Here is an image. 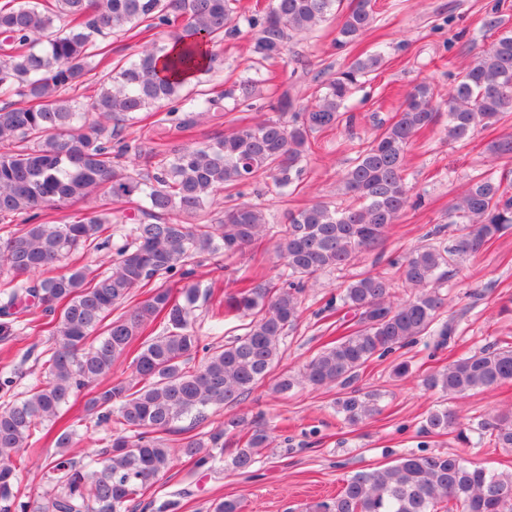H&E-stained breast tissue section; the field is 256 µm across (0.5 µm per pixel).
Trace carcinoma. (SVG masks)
Wrapping results in <instances>:
<instances>
[{
    "label": "carcinoma",
    "instance_id": "obj_1",
    "mask_svg": "<svg viewBox=\"0 0 512 512\" xmlns=\"http://www.w3.org/2000/svg\"><path fill=\"white\" fill-rule=\"evenodd\" d=\"M238 0H4L0 3V97H18L0 105V219L21 220L0 235V340L26 331L47 333L42 376L27 397L14 398L18 375L0 376V512H129L173 462L166 435L190 419L198 427L208 409H221L246 398L268 381L275 393L300 380L311 387L336 386V411L357 425L378 412L379 395L355 386L360 370L427 334L445 343L455 336L454 320L442 319L445 298L431 287L448 269L478 253L512 224V192L502 180L482 175L448 210L455 232L448 246L435 237L401 259L402 283L414 290L393 300V283L384 271H369L339 293L341 307L353 313L350 332L336 337L303 368L300 379L273 375L286 331L300 316L305 283L339 270L360 254L378 247L408 207L421 204L406 177V155L413 138L435 125L434 88L418 84L389 123L377 126L372 139L341 176L345 193L356 204L338 209L318 201L288 214V223L270 222L257 203L228 199L217 218L209 217L214 196L270 179L285 189L302 173L312 149L310 136L343 122L352 124L346 102L362 79L381 69V51L356 58L319 83L314 102L296 104L285 90L270 104L277 113L254 125L168 155L139 144L112 146L108 123L132 118L160 103L167 116L184 113L181 127L196 115L223 108L221 97L183 94V76L199 66V42H214L237 31L243 20L254 31L252 55L258 63L281 59L295 34L336 18L334 44L346 50L376 20L375 0H271L243 17ZM178 50L154 41L138 59L108 61L111 49L100 41L108 34L137 35L170 27ZM100 70L98 92L89 104L67 95L86 75ZM233 107L254 108V81L245 79L228 93ZM98 120L85 125L86 112ZM512 112V31L502 33L470 66L461 69L448 91L450 141L468 138L477 128L498 123ZM158 158L153 169L127 168L118 158ZM100 191L104 202L69 222L52 211L71 199ZM142 200L143 219L120 240L111 225L122 223L112 206ZM196 219L177 222V216ZM277 238L285 271L281 283L256 282L230 295L221 314L250 318L245 332L218 347L201 345L193 312L207 297L196 267L206 256L243 251L256 240ZM103 253L106 269L69 262L79 250ZM155 279L181 283L179 291ZM144 299L133 300L134 290ZM131 307L116 316L125 303ZM165 325L155 335L149 327ZM201 358L190 367V361ZM130 359L132 379L107 385L103 380L120 359ZM512 381V343H494L463 355L424 378V385L452 398ZM89 391L86 416L95 427L122 431L109 436L80 464L66 450L79 438L77 425L63 421L71 399ZM57 426L58 458L41 471V496H17L18 473L27 466V450L41 440L45 424ZM427 434L456 433L465 445L471 434L487 435L512 449V411L464 425L458 411H430ZM272 438L256 420L231 415L208 431L191 435L180 446L182 457L213 472L253 471ZM314 512H512V473L470 466L460 455L403 454L394 464L361 471L346 480L329 503Z\"/></svg>",
    "mask_w": 512,
    "mask_h": 512
}]
</instances>
